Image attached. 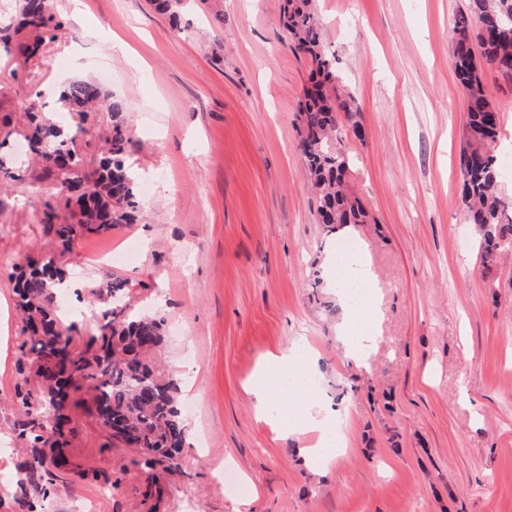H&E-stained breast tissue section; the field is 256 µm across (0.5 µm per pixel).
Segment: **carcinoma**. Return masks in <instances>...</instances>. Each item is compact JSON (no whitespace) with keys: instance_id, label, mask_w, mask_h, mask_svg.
Returning <instances> with one entry per match:
<instances>
[{"instance_id":"obj_1","label":"carcinoma","mask_w":512,"mask_h":512,"mask_svg":"<svg viewBox=\"0 0 512 512\" xmlns=\"http://www.w3.org/2000/svg\"><path fill=\"white\" fill-rule=\"evenodd\" d=\"M63 27L51 0H19L16 20L0 25V48L28 65L40 59L43 46ZM282 27L285 40L310 63L309 85L298 103L300 148L319 223L331 236L349 224L368 223L364 204L349 188L352 159L342 137L346 122L359 130V108L326 49L314 0H285ZM453 33L451 65L467 104L459 163L462 204L479 238L481 263L489 270L499 257L512 255V200L499 190V168L490 150L500 132L498 109L484 86L487 68L512 80V0H470L468 12L456 16ZM58 99L65 112L108 102L112 125L93 155L79 150L88 135L83 126L44 117L30 98L20 107L24 129L3 117L0 142L20 135L38 158V181L50 182L44 230L63 258L79 237L137 223L140 208L137 182L127 163L132 140L125 125V102L85 80L63 86ZM64 279L65 270L52 257L29 261L15 276L17 306L26 319L19 362L27 368L16 395L26 405L39 397L45 410L39 420L26 414L17 426L37 455V465L27 467L28 478L33 495L43 500L57 480L44 462L51 461L57 469L66 466L63 449L75 432L72 410L86 403L82 397L70 400L73 394L91 392L112 444L140 449L147 468H179L187 440L177 385L155 359L164 320L107 311L97 333L78 346L72 336L76 327L63 324L55 305V288Z\"/></svg>"}]
</instances>
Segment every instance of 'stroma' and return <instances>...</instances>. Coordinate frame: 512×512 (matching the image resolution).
Listing matches in <instances>:
<instances>
[{
  "label": "stroma",
  "instance_id": "35a3bbf8",
  "mask_svg": "<svg viewBox=\"0 0 512 512\" xmlns=\"http://www.w3.org/2000/svg\"><path fill=\"white\" fill-rule=\"evenodd\" d=\"M53 0L65 21L38 64L0 53V117L88 78L126 104L129 163L153 185L142 223L82 237L67 263L66 322L92 333L102 311L164 318L160 350L179 382L189 447L151 492L137 449L106 447L77 411L75 468L44 501L23 489L32 450L16 426L23 323L11 276L54 254L40 170L26 142L6 151L21 180L0 188V512H512V258L484 276L461 208L467 114L450 64L468 0H315L325 45L359 106L346 132L351 181L369 211L349 226L376 282L368 368L346 355L340 321L313 297L327 259L299 148L306 62L280 25L283 0H182L178 24L150 0ZM223 12L216 23L215 12ZM130 55L101 63L112 36ZM500 115L492 153L512 155V83L486 74ZM126 280L119 297L90 287ZM307 344L322 403L343 401L345 448L303 453L314 435L259 418L247 391L266 361Z\"/></svg>",
  "mask_w": 512,
  "mask_h": 512
}]
</instances>
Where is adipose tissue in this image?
<instances>
[{
    "mask_svg": "<svg viewBox=\"0 0 512 512\" xmlns=\"http://www.w3.org/2000/svg\"><path fill=\"white\" fill-rule=\"evenodd\" d=\"M345 311L341 323L349 358L367 365L377 339L375 281L363 253L345 261L329 258L324 266ZM315 374L305 346L273 356L250 385L256 414L288 435L311 432L317 440L308 457L329 456L336 446L335 413L326 411L313 385Z\"/></svg>",
    "mask_w": 512,
    "mask_h": 512,
    "instance_id": "1",
    "label": "adipose tissue"
}]
</instances>
